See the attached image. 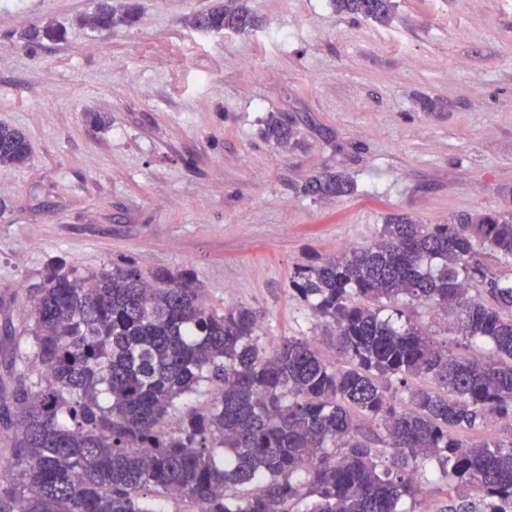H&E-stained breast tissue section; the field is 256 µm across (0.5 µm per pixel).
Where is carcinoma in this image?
Returning <instances> with one entry per match:
<instances>
[{
	"label": "carcinoma",
	"mask_w": 512,
	"mask_h": 512,
	"mask_svg": "<svg viewBox=\"0 0 512 512\" xmlns=\"http://www.w3.org/2000/svg\"><path fill=\"white\" fill-rule=\"evenodd\" d=\"M332 2L379 23L394 9L393 0ZM135 18L133 6L104 0L79 23L110 31ZM188 23L244 33L259 19L243 0H224ZM25 37L54 42L61 28ZM264 135L297 147L282 117L270 116ZM29 157L24 134L0 124V167ZM353 190L342 173L304 187L320 198ZM483 250L512 269L511 214L453 224L398 216L374 243L299 270L294 289L336 327V364L305 339L266 348L252 309L208 307L188 270L114 264L82 276L51 264L30 292L31 341L11 348L23 371L0 403L14 429L0 512H156L157 497L195 512H415L429 459L448 512H512V441L458 437L490 415L512 416V272L489 269ZM403 300L453 313L458 335L486 345L487 357L440 345ZM202 388L209 407L178 405Z\"/></svg>",
	"instance_id": "obj_1"
}]
</instances>
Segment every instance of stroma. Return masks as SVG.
<instances>
[{
  "mask_svg": "<svg viewBox=\"0 0 512 512\" xmlns=\"http://www.w3.org/2000/svg\"><path fill=\"white\" fill-rule=\"evenodd\" d=\"M97 2L0 10V123L31 147L0 168V347L26 337L51 262H132L191 270L212 309L256 313L263 343L307 338L333 363L297 268L393 216L512 211V0H394L386 24L331 0H247L245 34L189 26L224 0H127L132 25L79 26ZM50 21L64 40H23ZM273 113L301 149L262 138ZM336 171L351 194L304 193Z\"/></svg>",
  "mask_w": 512,
  "mask_h": 512,
  "instance_id": "stroma-1",
  "label": "stroma"
}]
</instances>
